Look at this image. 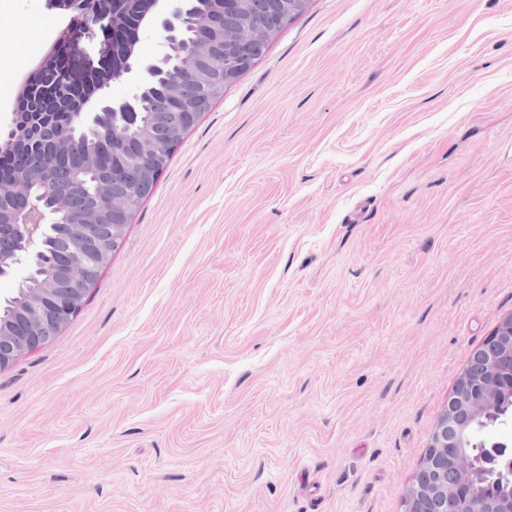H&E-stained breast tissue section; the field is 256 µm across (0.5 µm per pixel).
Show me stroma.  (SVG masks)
I'll return each instance as SVG.
<instances>
[{
	"instance_id": "1",
	"label": "stroma",
	"mask_w": 512,
	"mask_h": 512,
	"mask_svg": "<svg viewBox=\"0 0 512 512\" xmlns=\"http://www.w3.org/2000/svg\"><path fill=\"white\" fill-rule=\"evenodd\" d=\"M67 20L0 0V129ZM512 312V0H312L0 370V512H402Z\"/></svg>"
}]
</instances>
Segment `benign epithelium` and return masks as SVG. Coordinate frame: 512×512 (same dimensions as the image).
<instances>
[{"mask_svg":"<svg viewBox=\"0 0 512 512\" xmlns=\"http://www.w3.org/2000/svg\"><path fill=\"white\" fill-rule=\"evenodd\" d=\"M150 9L143 16L144 34L155 26L163 33L160 52L150 62L135 55L136 44L116 59L112 32L119 20L100 7L103 0H46L47 8L69 15L52 49L37 66L38 71L59 68L70 61L72 43L91 26L101 29L104 49L99 59L83 61L81 80L91 94L75 102L65 93L35 90L31 79L24 80L20 95L29 97V114L46 118L55 112H68V127L56 132L54 144L67 149L75 134L83 130L117 134V113L134 120L133 104L146 91L152 74L162 68L173 43L178 40L188 0H148ZM311 0H212L224 12V37L214 45H200L191 53L171 92L183 98L185 111L168 115L160 126L145 125L135 145L133 167L139 182L149 181L166 162L176 140L200 122L208 102L197 89L205 85L221 92L234 84L266 52L271 38L293 18L305 13ZM124 81L129 95L121 102L112 100L111 83ZM28 126L16 112L0 150L5 151ZM97 191H85L82 177L71 179L70 194L47 209L40 197L53 173L49 169L34 176L27 203L9 224L0 225V279L16 276L22 262L11 253L4 239L9 237L35 250L46 236L47 225L56 214L69 216L70 255L64 257L41 288L21 301L14 317L0 318V370L18 358L52 341L80 309L85 295L111 253L121 245L130 219L142 201L139 182L120 171L97 172ZM475 362L460 371L448 393V400L437 419L420 468L403 498V512H448L449 504L464 506L463 512H512V493L482 495L477 490V464L467 448L472 426L488 418L501 400L512 395V313L499 321L493 332L473 352Z\"/></svg>","mask_w":512,"mask_h":512,"instance_id":"obj_1","label":"benign epithelium"}]
</instances>
